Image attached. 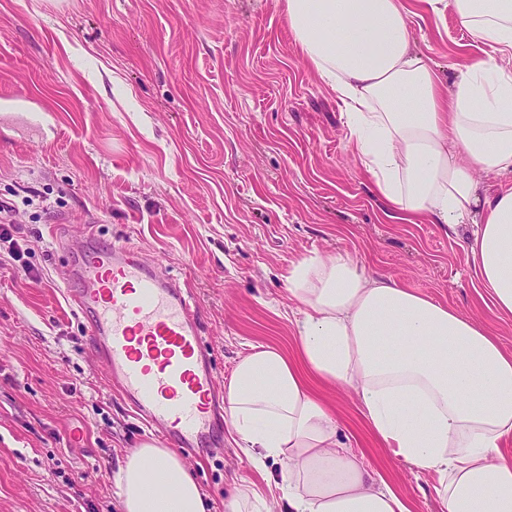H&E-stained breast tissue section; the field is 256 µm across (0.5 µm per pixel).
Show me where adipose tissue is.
<instances>
[{
  "label": "adipose tissue",
  "mask_w": 512,
  "mask_h": 512,
  "mask_svg": "<svg viewBox=\"0 0 512 512\" xmlns=\"http://www.w3.org/2000/svg\"><path fill=\"white\" fill-rule=\"evenodd\" d=\"M443 3L483 55L443 87L413 50L409 0H283L305 60L340 100L354 152L402 221L475 225L476 275L512 316V0ZM295 356L250 346L224 383V415L255 464L280 465L275 494L236 487L226 512H411L343 442L314 383L352 391L367 430L435 478L444 512H512V350L482 324L349 255L315 254L286 277ZM122 512H208L175 449L140 444L115 474Z\"/></svg>",
  "instance_id": "1"
}]
</instances>
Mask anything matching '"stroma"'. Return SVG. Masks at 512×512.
<instances>
[{"label":"stroma","mask_w":512,"mask_h":512,"mask_svg":"<svg viewBox=\"0 0 512 512\" xmlns=\"http://www.w3.org/2000/svg\"><path fill=\"white\" fill-rule=\"evenodd\" d=\"M409 26L454 80L470 41L454 15ZM0 199L21 229L19 257L0 250V512H121L119 463L167 442L111 389L67 299L68 255L89 223L187 290L219 383L249 345L294 351L284 274L313 253L349 254L512 349V317L475 286L472 225L449 234L387 215L282 0H0ZM325 396L411 512H442L431 475L363 430L353 392ZM183 460L210 512L237 485L266 492L279 470L228 433Z\"/></svg>","instance_id":"stroma-1"}]
</instances>
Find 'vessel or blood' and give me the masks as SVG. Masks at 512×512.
<instances>
[{
    "label": "vessel or blood",
    "mask_w": 512,
    "mask_h": 512,
    "mask_svg": "<svg viewBox=\"0 0 512 512\" xmlns=\"http://www.w3.org/2000/svg\"><path fill=\"white\" fill-rule=\"evenodd\" d=\"M73 298L107 377L177 448L221 434L216 380L187 291L126 243L84 232L70 264Z\"/></svg>",
    "instance_id": "1"
}]
</instances>
